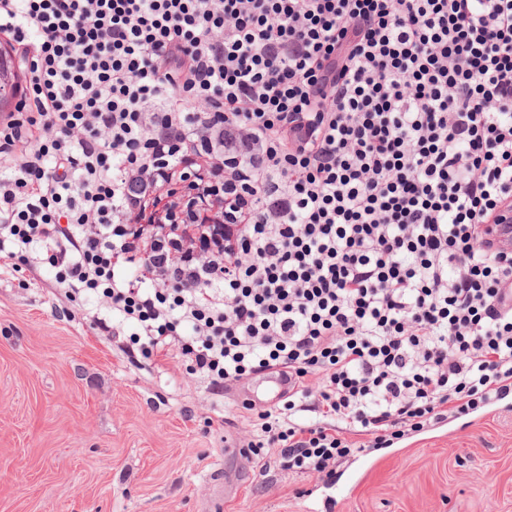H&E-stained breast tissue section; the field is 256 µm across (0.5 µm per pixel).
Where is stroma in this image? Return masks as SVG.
<instances>
[{
    "instance_id": "1",
    "label": "stroma",
    "mask_w": 512,
    "mask_h": 512,
    "mask_svg": "<svg viewBox=\"0 0 512 512\" xmlns=\"http://www.w3.org/2000/svg\"><path fill=\"white\" fill-rule=\"evenodd\" d=\"M255 412L130 359L51 275H0V512H512V407L409 431L333 482L239 455Z\"/></svg>"
}]
</instances>
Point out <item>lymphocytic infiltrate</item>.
I'll list each match as a JSON object with an SVG mask.
<instances>
[{"mask_svg":"<svg viewBox=\"0 0 512 512\" xmlns=\"http://www.w3.org/2000/svg\"><path fill=\"white\" fill-rule=\"evenodd\" d=\"M0 34V269L213 393L285 369L253 454L325 480L512 394V0H0Z\"/></svg>","mask_w":512,"mask_h":512,"instance_id":"f902f5d3","label":"lymphocytic infiltrate"}]
</instances>
